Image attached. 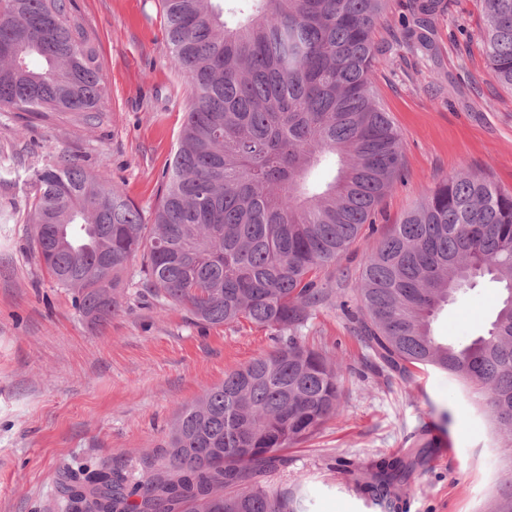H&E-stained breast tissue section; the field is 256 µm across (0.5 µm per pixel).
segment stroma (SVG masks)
<instances>
[{
    "label": "stroma",
    "instance_id": "1",
    "mask_svg": "<svg viewBox=\"0 0 512 512\" xmlns=\"http://www.w3.org/2000/svg\"><path fill=\"white\" fill-rule=\"evenodd\" d=\"M413 4L390 0L374 74L401 135L405 179L380 202L375 231H362L328 269L338 292L299 331L336 362L343 412L289 448L268 478L303 483L310 512H380L360 481L432 423L444 424L452 450L415 474L400 512H484L502 475L486 417L447 374L428 369L403 383L370 370L355 283L342 278L436 178L467 172L512 191V91L482 52L479 0H441L425 50L408 33ZM67 19L96 50L98 110H0V512H69L59 489L66 466L116 467L138 480L161 465L185 407L272 347L268 329L195 324L137 283L120 311L91 324L41 265L28 222L34 172L73 161L151 214L190 104L189 79L169 62L159 0H74ZM497 292L486 279L460 293L435 317L434 335L453 344L481 335Z\"/></svg>",
    "mask_w": 512,
    "mask_h": 512
}]
</instances>
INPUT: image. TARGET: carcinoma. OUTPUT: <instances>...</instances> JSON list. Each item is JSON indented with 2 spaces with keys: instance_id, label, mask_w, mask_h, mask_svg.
Returning a JSON list of instances; mask_svg holds the SVG:
<instances>
[{
  "instance_id": "carcinoma-1",
  "label": "carcinoma",
  "mask_w": 512,
  "mask_h": 512,
  "mask_svg": "<svg viewBox=\"0 0 512 512\" xmlns=\"http://www.w3.org/2000/svg\"><path fill=\"white\" fill-rule=\"evenodd\" d=\"M388 0H160L170 61L192 98L151 218L74 163L35 173L29 223L54 283L92 323L122 305L129 259L142 287L200 324L246 320L274 350L203 391L173 423L165 463L132 483L119 469L65 470L72 512H307L265 477L283 452L340 414L336 366L298 330L333 292L323 272L374 228L404 178L401 138L373 87ZM439 0H416L430 43ZM483 53L512 91V0H480ZM65 0H0V109L94 112L96 54ZM488 278L500 287L485 334L450 345L435 314ZM362 341L401 380L431 368L477 395L509 467L487 512H512V192L484 176L439 179L363 264ZM433 443L375 465L363 491L382 508Z\"/></svg>"
}]
</instances>
